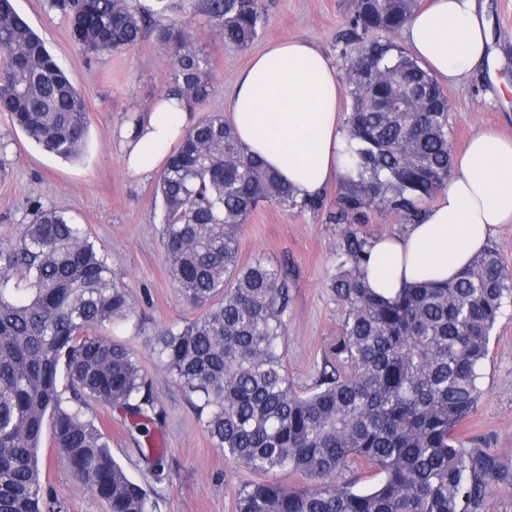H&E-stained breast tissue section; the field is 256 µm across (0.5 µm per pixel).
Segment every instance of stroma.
Listing matches in <instances>:
<instances>
[{
  "mask_svg": "<svg viewBox=\"0 0 512 512\" xmlns=\"http://www.w3.org/2000/svg\"><path fill=\"white\" fill-rule=\"evenodd\" d=\"M50 0H13L34 31L83 94L90 125L88 146L70 162L40 150L0 112V239L20 235L31 201L66 212L104 249L113 274L128 287L139 327L107 329L108 339L132 349L151 382L161 415L140 432L125 414L93 404L113 457L134 480L160 492L157 512H236L235 494L264 474L235 466L214 448L184 393L157 365L148 341L161 329L194 318L168 273L162 240V203L156 178L129 175L117 137L129 115L146 108L169 85L173 53L154 35L109 55L84 54L70 40L65 18ZM175 14L192 19L200 45L210 54L216 92L195 106L196 115L224 111L239 73L270 43L303 39L318 46L345 76L349 47L343 35L355 0H262L267 25L252 45L228 47L188 0H169ZM493 30L491 62L444 88L449 103L453 152L491 128L512 137V0H485ZM321 210L260 205L239 231L241 261L263 259L288 275L290 305L285 365L296 388L311 387L339 334L344 308L328 283L336 248L347 227L330 221L336 189L325 190ZM478 404L457 429L460 439L494 455L512 472V300L505 301L481 368ZM163 441L164 478L155 481L147 463ZM42 480L55 512H107L75 481L64 459L44 446Z\"/></svg>",
  "mask_w": 512,
  "mask_h": 512,
  "instance_id": "obj_1",
  "label": "stroma"
}]
</instances>
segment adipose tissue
<instances>
[{
  "mask_svg": "<svg viewBox=\"0 0 512 512\" xmlns=\"http://www.w3.org/2000/svg\"><path fill=\"white\" fill-rule=\"evenodd\" d=\"M402 39L437 80L456 82L483 67L492 42L477 0H428L406 22ZM334 63L314 44L269 45L237 79L227 104L242 143L278 171L303 199L336 179L356 177L345 162L349 136L338 110ZM195 122L178 98L158 99L124 127L117 145L126 170L157 173ZM512 224V138L475 134L453 160L439 200L400 235L373 240L362 278L376 294L453 279L484 251L497 228Z\"/></svg>",
  "mask_w": 512,
  "mask_h": 512,
  "instance_id": "adipose-tissue-1",
  "label": "adipose tissue"
}]
</instances>
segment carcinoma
I'll return each instance as SVG.
<instances>
[{"mask_svg":"<svg viewBox=\"0 0 512 512\" xmlns=\"http://www.w3.org/2000/svg\"><path fill=\"white\" fill-rule=\"evenodd\" d=\"M71 40L91 54L125 50L147 33L174 51L169 90L195 104L215 92L209 54L168 0H52ZM224 45L245 48L267 23L260 0H198ZM419 0H356L345 33L354 44L345 123L359 180L336 190L337 224L367 211L406 221L448 183V97L398 45L373 33L400 30ZM0 112L42 151L72 160L88 135L84 96L43 39L0 0ZM428 88L415 112L390 102ZM168 271L197 315L150 339L152 355L184 391L213 445L239 467L292 471L309 485H242L236 512H481L486 491L512 486L496 458L467 448L456 428L475 409L480 370L512 271L493 249L442 284L397 297L361 279L370 241L348 231L336 249L330 288L344 307L332 358L314 386L296 390L285 367L290 289L261 259L240 263L238 232L263 202L318 210L302 201L239 140L221 113L200 118L158 177ZM16 241L0 240V512H44L39 452L45 428L72 477L107 512H155L157 499L116 461L89 402L119 409L139 426L155 397L138 359L98 334L127 324L126 285L85 228L32 202ZM379 481L358 489L351 471Z\"/></svg>","mask_w":512,"mask_h":512,"instance_id":"obj_1","label":"carcinoma"}]
</instances>
